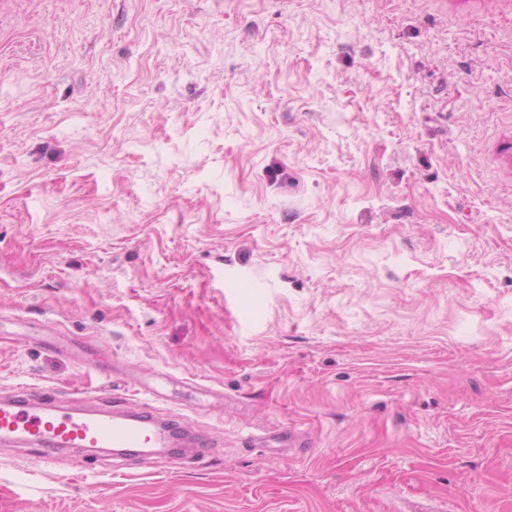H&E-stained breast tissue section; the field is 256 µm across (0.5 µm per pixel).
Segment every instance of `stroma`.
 Wrapping results in <instances>:
<instances>
[{
  "instance_id": "stroma-1",
  "label": "stroma",
  "mask_w": 512,
  "mask_h": 512,
  "mask_svg": "<svg viewBox=\"0 0 512 512\" xmlns=\"http://www.w3.org/2000/svg\"><path fill=\"white\" fill-rule=\"evenodd\" d=\"M140 382L0 512H512V0H0V396Z\"/></svg>"
}]
</instances>
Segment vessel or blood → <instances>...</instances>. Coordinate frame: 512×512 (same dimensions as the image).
Segmentation results:
<instances>
[{"label":"vessel or blood","mask_w":512,"mask_h":512,"mask_svg":"<svg viewBox=\"0 0 512 512\" xmlns=\"http://www.w3.org/2000/svg\"><path fill=\"white\" fill-rule=\"evenodd\" d=\"M158 424L149 411L78 408L54 394L34 399L21 390L0 399V442L37 447L46 460L61 448H157Z\"/></svg>","instance_id":"obj_1"}]
</instances>
